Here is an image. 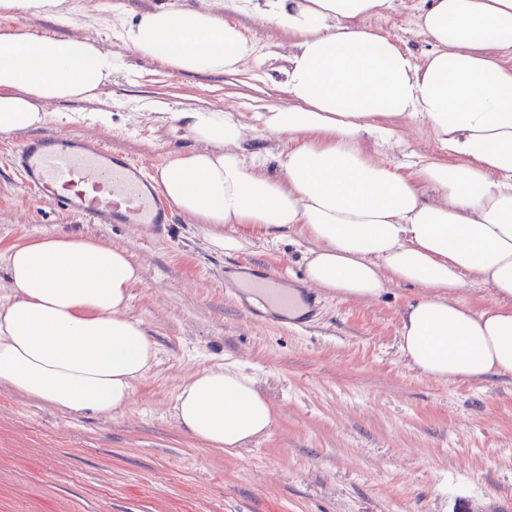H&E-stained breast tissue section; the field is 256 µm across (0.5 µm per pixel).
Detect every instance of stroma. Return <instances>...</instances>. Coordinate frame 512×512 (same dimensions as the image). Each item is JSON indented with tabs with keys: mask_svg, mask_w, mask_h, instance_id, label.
I'll return each instance as SVG.
<instances>
[{
	"mask_svg": "<svg viewBox=\"0 0 512 512\" xmlns=\"http://www.w3.org/2000/svg\"><path fill=\"white\" fill-rule=\"evenodd\" d=\"M254 56L235 73H174L142 60L118 38L123 22L161 5L198 0H73L80 25L21 14L18 26L58 38L83 34L115 58L91 99L47 105L91 137L156 169L193 148L171 115L197 108L248 125L247 158L275 167L288 143L261 130L288 104L281 74L289 37L220 0ZM421 0H394L373 26L422 59ZM112 115L111 126L96 122ZM401 144L383 163L442 158L429 126L397 122ZM22 133H0V251L20 238L76 232L126 251L140 272L129 318L157 358L131 405L104 420L42 404L0 386V512H512V376L434 380L403 360L404 313L419 291L385 284L373 300L309 287L301 237L255 233L243 251H212L208 225L175 216L165 227L93 224L22 183L10 157ZM279 273L315 310L306 325L236 290L240 274ZM252 375L273 409L268 432L229 454L174 419L183 381L202 368Z\"/></svg>",
	"mask_w": 512,
	"mask_h": 512,
	"instance_id": "obj_1",
	"label": "stroma"
}]
</instances>
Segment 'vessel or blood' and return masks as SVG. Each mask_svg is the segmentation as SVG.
Masks as SVG:
<instances>
[{
    "mask_svg": "<svg viewBox=\"0 0 512 512\" xmlns=\"http://www.w3.org/2000/svg\"><path fill=\"white\" fill-rule=\"evenodd\" d=\"M11 162L29 189L92 223L172 221L142 166L100 141L67 134L33 135L14 151ZM252 286L282 309L300 306L276 277L253 281Z\"/></svg>",
    "mask_w": 512,
    "mask_h": 512,
    "instance_id": "obj_1",
    "label": "vessel or blood"
}]
</instances>
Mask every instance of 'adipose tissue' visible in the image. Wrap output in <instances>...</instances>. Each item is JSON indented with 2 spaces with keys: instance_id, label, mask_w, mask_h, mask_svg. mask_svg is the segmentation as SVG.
I'll return each mask as SVG.
<instances>
[{
  "instance_id": "1",
  "label": "adipose tissue",
  "mask_w": 512,
  "mask_h": 512,
  "mask_svg": "<svg viewBox=\"0 0 512 512\" xmlns=\"http://www.w3.org/2000/svg\"><path fill=\"white\" fill-rule=\"evenodd\" d=\"M393 0H234L291 38L283 68L287 107L263 115L285 138L278 173L247 164L245 127L197 109L173 119L194 141L157 169L155 182L183 215L212 225V250H244L222 234L242 224L312 244L308 283L369 300L395 282L426 289L410 303L400 351L438 381L512 375V0H426L408 49L371 24ZM70 0H0V132L41 126L49 102L94 96L111 55L84 36L37 37L22 13L69 18ZM137 57L175 73L241 69L253 46L213 0L141 12L119 31ZM424 120L448 160L401 172L372 161L366 140L393 148L394 118ZM0 385L74 413L126 408L156 346L126 309L138 280L126 253L77 234L24 239L0 254ZM491 289L493 306L462 304L463 280ZM180 427L231 453L264 434L273 415L253 377L204 368L182 384Z\"/></svg>"
}]
</instances>
